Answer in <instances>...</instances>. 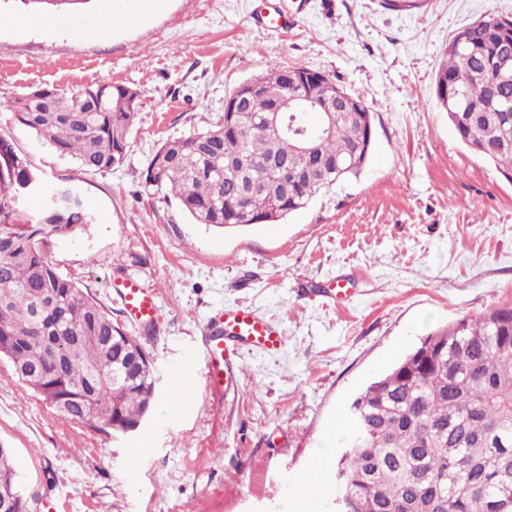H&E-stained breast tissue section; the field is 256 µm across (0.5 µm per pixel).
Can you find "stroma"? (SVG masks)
Listing matches in <instances>:
<instances>
[{
    "mask_svg": "<svg viewBox=\"0 0 512 512\" xmlns=\"http://www.w3.org/2000/svg\"><path fill=\"white\" fill-rule=\"evenodd\" d=\"M289 23H256L267 0H169L138 27L99 38L111 0L49 28L40 12L0 27V100L36 88L112 82L138 89L122 166L84 175L0 111L45 188L73 186L92 217L50 240L47 257L104 304L152 361L156 400L119 434L67 419L0 360V448L31 512H335L330 470L352 399L435 329L512 302V176L464 145L437 104L435 78L461 27L512 15V0H280ZM274 63L328 75L374 117L358 179L259 227L194 223L140 175L163 140L224 116L237 85ZM346 280L350 296L328 294ZM149 289L152 330L130 322L123 282ZM247 307L278 325L282 349H243L219 390L199 377L175 399L178 368L204 361L202 329Z\"/></svg>",
    "mask_w": 512,
    "mask_h": 512,
    "instance_id": "obj_1",
    "label": "stroma"
}]
</instances>
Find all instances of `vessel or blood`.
<instances>
[{
  "label": "vessel or blood",
  "instance_id": "b4317fda",
  "mask_svg": "<svg viewBox=\"0 0 512 512\" xmlns=\"http://www.w3.org/2000/svg\"><path fill=\"white\" fill-rule=\"evenodd\" d=\"M128 318L146 325L155 321L157 308L153 294L136 282H127L121 291ZM208 357L201 371L206 389H217L223 382L224 362L242 346L263 352L279 351L283 336L279 327L245 308L227 309L214 315L203 333Z\"/></svg>",
  "mask_w": 512,
  "mask_h": 512
}]
</instances>
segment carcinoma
<instances>
[{"instance_id":"carcinoma-1","label":"carcinoma","mask_w":512,"mask_h":512,"mask_svg":"<svg viewBox=\"0 0 512 512\" xmlns=\"http://www.w3.org/2000/svg\"><path fill=\"white\" fill-rule=\"evenodd\" d=\"M26 9L77 11L91 0H14ZM512 48V27L494 18L456 31L435 79L437 104L474 153L512 171L503 149L512 112H489V82L497 57ZM297 70L277 65L256 76L263 88L223 123L166 140L142 175L147 193L172 195L197 224L220 229L273 224L306 208L340 181L358 177L373 149L372 112L361 98L343 108L334 86L295 83ZM312 100L311 112H335L330 133L318 140L304 175L286 182L268 166L295 156L292 135L261 124L286 91ZM139 92L101 83L64 93L45 87L5 104L15 120L71 157L85 174L123 164L127 136L138 118ZM41 182L27 158L0 137V336L14 341L6 358L14 375L63 416L90 427L126 433L149 414L152 366L126 362L124 331L109 311L49 262L48 238L89 223L79 195L58 186L41 219L19 210L22 188ZM343 433L354 443L340 450L336 491L340 512H512V303L436 329L399 362L370 382L351 403ZM0 512H29V500L0 448Z\"/></svg>"}]
</instances>
